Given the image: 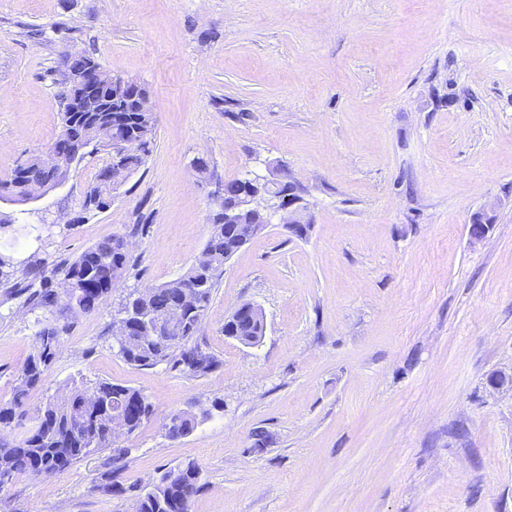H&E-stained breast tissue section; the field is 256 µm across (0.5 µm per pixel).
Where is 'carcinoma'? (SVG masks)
I'll return each mask as SVG.
<instances>
[{
	"instance_id": "1",
	"label": "carcinoma",
	"mask_w": 512,
	"mask_h": 512,
	"mask_svg": "<svg viewBox=\"0 0 512 512\" xmlns=\"http://www.w3.org/2000/svg\"><path fill=\"white\" fill-rule=\"evenodd\" d=\"M87 65H99L88 53L65 56L59 65L62 85L68 86L76 74ZM108 127L104 112H61V133L53 144L68 142L71 151L64 160L53 167H46L41 157L32 156L17 166L12 178L0 181V196L13 195L18 199L32 196L37 187L60 184L65 181L72 163L86 157L103 153L107 155L105 166L90 183L83 196V203L94 204L88 212L99 211L107 206L104 192L112 182V137L133 135L143 129L148 142H153L156 133V117L153 112L125 113V126L109 130V139L98 136ZM92 146L86 153L76 150ZM221 216L214 215L211 230L201 256L180 277L169 281L148 294L139 297L128 295L125 303V321L136 322L140 316L166 323L167 315L174 309H184V319L166 332V339L156 340L147 336H129L122 348L124 360L137 367H150L168 362L193 375H205L220 366V360L206 351L196 340V332L209 305L212 290L219 271L224 267V225ZM122 238L113 237L87 247L71 260L57 263L53 276L62 283L58 291L47 286L42 277V267L34 266L22 277L9 272L10 260L0 256V280L9 288V296L22 298L24 303L50 313L64 308L70 315L88 314L111 293L117 284V272H125L129 265V253L121 248ZM40 287H35V281ZM69 325L56 323L44 325L38 331V345L30 355L17 379L13 405L0 408V424L8 425L16 415L22 400L34 388L41 385L50 368L60 344L62 333ZM224 331L231 336L252 339L259 331L255 322H230ZM143 400L144 416L127 417V434L138 430L144 419L152 412L151 404L137 389L98 381L90 387L73 386L62 400L47 402L40 409L36 425L25 435L15 439L0 438V469L16 475L36 478L50 473L60 474L70 465L90 452L112 446L116 418L126 414L130 403ZM173 422L166 424L168 437L178 439L190 435L198 424L196 416L187 412L172 414ZM199 466L193 462L168 471L152 484L140 489L137 512H190L194 498L202 485L196 479Z\"/></svg>"
}]
</instances>
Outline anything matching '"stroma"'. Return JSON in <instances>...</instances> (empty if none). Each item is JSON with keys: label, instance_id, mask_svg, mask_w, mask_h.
<instances>
[{"label": "stroma", "instance_id": "35a3bbf8", "mask_svg": "<svg viewBox=\"0 0 512 512\" xmlns=\"http://www.w3.org/2000/svg\"><path fill=\"white\" fill-rule=\"evenodd\" d=\"M80 52L147 87L156 140L101 212L80 214L101 153L0 202V252L50 268L126 235L131 262L0 436L75 381L138 389L152 413L0 485V512H134L131 488L191 461L192 512H512V388L489 384L512 375V0H0V179L58 135L59 63ZM283 176L311 230L270 225L225 263L197 333L220 367L128 364L127 295L199 258L225 181ZM244 303L264 314L253 346L224 335ZM54 319L0 287V406ZM179 411L199 421L173 440ZM108 477L123 493L96 491Z\"/></svg>", "mask_w": 512, "mask_h": 512}]
</instances>
